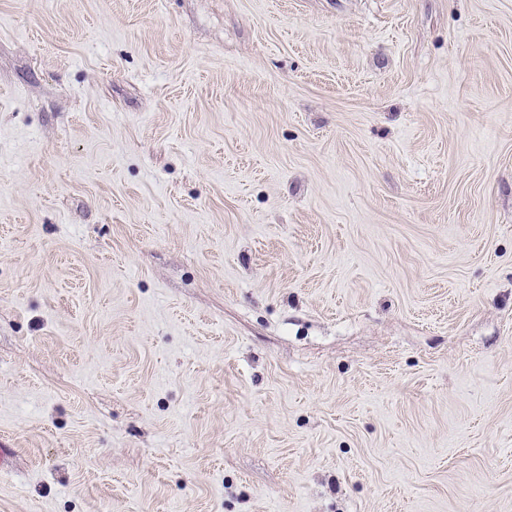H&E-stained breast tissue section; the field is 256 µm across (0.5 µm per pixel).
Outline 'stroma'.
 <instances>
[{"mask_svg":"<svg viewBox=\"0 0 512 512\" xmlns=\"http://www.w3.org/2000/svg\"><path fill=\"white\" fill-rule=\"evenodd\" d=\"M0 512H512V0H0Z\"/></svg>","mask_w":512,"mask_h":512,"instance_id":"stroma-1","label":"stroma"}]
</instances>
